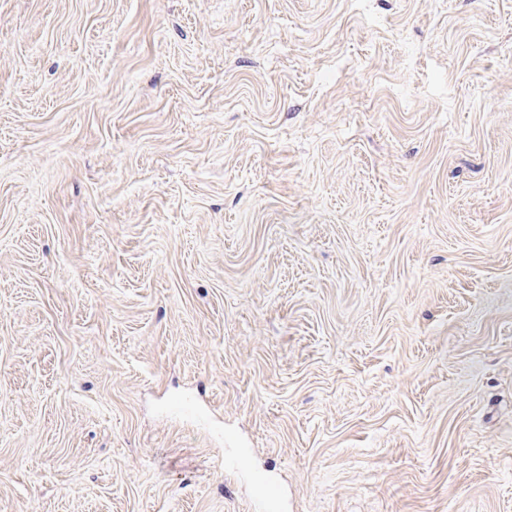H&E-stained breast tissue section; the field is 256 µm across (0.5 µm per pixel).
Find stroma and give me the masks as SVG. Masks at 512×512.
Masks as SVG:
<instances>
[{"instance_id":"stroma-1","label":"stroma","mask_w":512,"mask_h":512,"mask_svg":"<svg viewBox=\"0 0 512 512\" xmlns=\"http://www.w3.org/2000/svg\"><path fill=\"white\" fill-rule=\"evenodd\" d=\"M272 483L512 512V0H0V512Z\"/></svg>"}]
</instances>
